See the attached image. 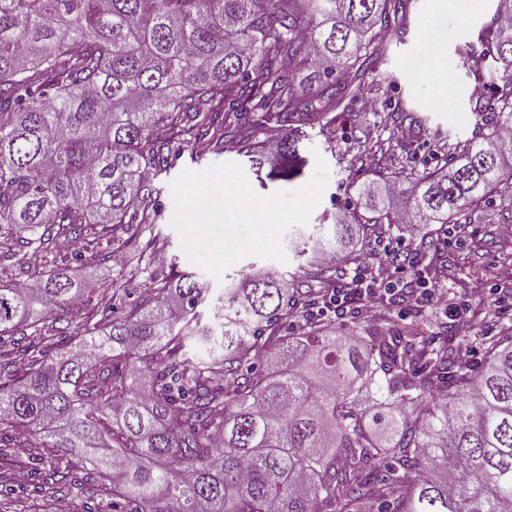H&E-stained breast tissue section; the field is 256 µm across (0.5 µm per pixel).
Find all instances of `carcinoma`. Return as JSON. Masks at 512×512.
Masks as SVG:
<instances>
[{"mask_svg": "<svg viewBox=\"0 0 512 512\" xmlns=\"http://www.w3.org/2000/svg\"><path fill=\"white\" fill-rule=\"evenodd\" d=\"M410 0H0V458L36 449L39 488L73 473L97 512H512V328L483 361L450 370L455 337L413 351L421 323L294 328L302 286L258 271L213 297L192 273L164 275L137 244L169 166L157 131L203 158L233 140L257 179L307 165L304 128L324 131L349 83L377 69ZM496 6L466 46L471 111L497 113L442 166H402L331 215L316 250L353 263L376 226L454 217L501 190L512 160V25ZM501 73L493 97L484 84ZM407 103L387 118L405 140ZM279 128L275 150L259 134ZM69 245L94 269L148 273L89 302L67 272L21 288L26 249ZM214 308V321L205 312Z\"/></svg>", "mask_w": 512, "mask_h": 512, "instance_id": "cac0c4a2", "label": "carcinoma"}]
</instances>
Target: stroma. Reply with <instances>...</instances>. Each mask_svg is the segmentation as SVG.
<instances>
[{"label":"stroma","instance_id":"obj_1","mask_svg":"<svg viewBox=\"0 0 512 512\" xmlns=\"http://www.w3.org/2000/svg\"><path fill=\"white\" fill-rule=\"evenodd\" d=\"M496 0H411L406 29L391 33L384 42V58L372 79L384 93L406 98L412 107L404 123L411 130L407 141L390 137L391 126L384 112L366 106L363 100L344 103L331 133L315 134L304 141V155L309 162L305 177H312L315 166L310 159L320 154L329 167L328 185L320 204L313 211L307 225L293 226L286 231L282 242L287 263L247 257L229 267L222 278L212 280L214 294H222L225 283L252 269L273 270L282 275L299 272L304 265L297 255L293 241L299 234L317 235L324 214L334 213V199L357 196L373 179V167L356 161L359 144L383 141L388 156L385 169H393L414 161L424 164L435 156H450L474 137L476 117L471 112L474 81L469 78L461 55L466 42L475 40L479 30L486 26L495 11ZM240 157L232 143H225L222 153L192 160L182 154L167 172L155 180L160 190L163 212L156 224L143 231L142 240L158 239L168 257L161 270L177 268L188 273L195 271L181 246L178 232L172 227L174 201L171 184L183 171H200L213 164L239 162ZM512 222V200L493 197L490 201L474 205L460 234H445L443 251L447 260L448 306H469L470 333L488 339L500 335L502 329L512 326V309L504 311L494 306L490 296H475L471 290L476 281H488L495 266L512 262V239L500 236V225ZM41 266L56 263L71 276L81 281L94 302H104L106 283L116 278L132 279L140 283L141 274L129 267L103 263L97 271H90L76 262L70 252L59 249L53 255H40ZM447 308L421 307L414 309L406 302L392 303L381 300L373 317L363 315L361 302H353L338 321L346 330L368 324L379 325L384 319L404 325L420 319L424 322L423 342L436 343L447 323ZM24 472L25 480L10 481V493L0 495V512H91L95 501L91 493L45 495L35 492L37 483L35 464L26 458L16 465Z\"/></svg>","mask_w":512,"mask_h":512}]
</instances>
